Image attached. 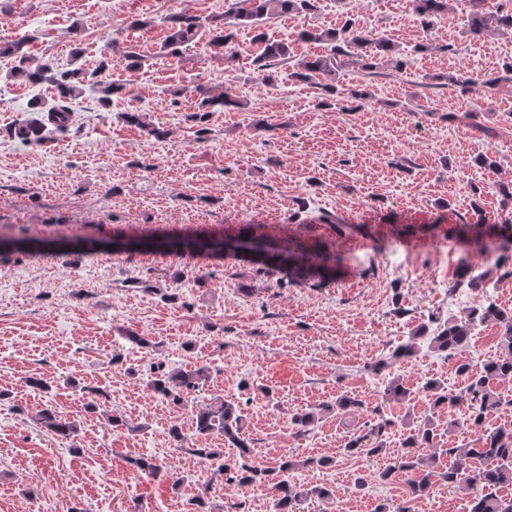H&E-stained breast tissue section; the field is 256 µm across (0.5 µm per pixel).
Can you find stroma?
<instances>
[{
  "label": "stroma",
  "mask_w": 512,
  "mask_h": 512,
  "mask_svg": "<svg viewBox=\"0 0 512 512\" xmlns=\"http://www.w3.org/2000/svg\"><path fill=\"white\" fill-rule=\"evenodd\" d=\"M224 9V0H0V225L59 243L46 281L29 256L0 260V390L9 394L0 401V512H190L197 499L203 512H276L268 485L242 488L201 473L199 459L169 435L174 425L192 435L198 409L219 396L242 402L257 462L272 468L293 457L292 484L333 489L307 512H375L381 504L390 512H465L466 495L446 482L415 498L404 481L378 474L404 433L428 418L440 447H477L479 431L448 428L464 407L432 411L422 386L431 377L462 389L458 364L502 356V331L477 326L453 355L435 351L431 338L480 301L512 308V279L489 275L479 289L449 290L460 256L477 273L487 272L489 260L442 233L405 248L401 227L512 215V200L499 190L512 183V94L481 84L466 95L431 85L441 73L479 82L500 75L512 62V32L470 35L468 0H450L428 29L412 0H317L310 14L267 22L268 37L291 48L269 82L252 65L260 45L247 27L233 29L229 60L203 42L180 56L164 49L167 17L220 18ZM347 21L394 46L381 77H366L353 63L337 72L338 88H367L355 112L320 106L318 89L293 77L301 60L325 52L297 41V31ZM20 39L33 63L57 70H94L112 44L105 77L118 90L110 104L84 82L69 101L67 127L48 128L38 143L17 138L15 127L43 118L33 101L50 107L59 100L51 84L11 78L15 58L3 48ZM129 46L142 55L141 66L127 65ZM201 87L245 108L212 113L199 141L189 116ZM133 109L167 138L126 123L123 114ZM471 110L475 121L447 119ZM481 154L493 156L495 171L475 164ZM263 211L278 214L279 229L309 240L333 235L317 223L321 214L352 225L335 282L282 288L232 257L188 261L109 249L83 256L60 246L231 231ZM125 329L148 337L150 347L131 346ZM411 341L413 356L390 362ZM381 360L385 368L376 369ZM159 363L170 370L204 364L211 377L178 408L151 387ZM32 378L46 390L29 388ZM395 379L411 389V402L387 398ZM94 388L109 401L94 403ZM345 393L392 420L383 454L341 455L371 413H327L303 433L293 424L295 414ZM48 406L76 424V438L44 427L40 412ZM142 456L159 463L156 474L133 466ZM321 456L335 457V465L304 467ZM361 475L367 483L359 490Z\"/></svg>",
  "instance_id": "35a3bbf8"
}]
</instances>
